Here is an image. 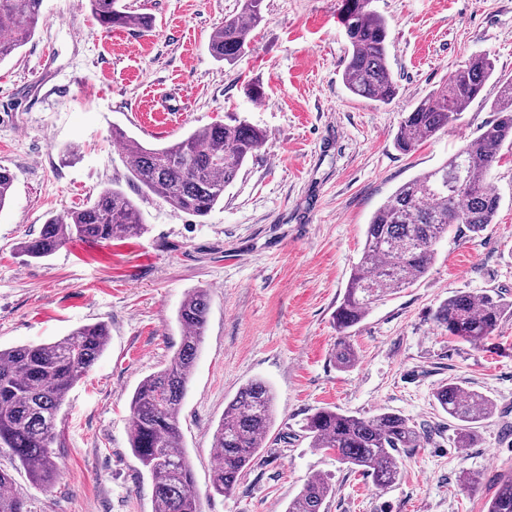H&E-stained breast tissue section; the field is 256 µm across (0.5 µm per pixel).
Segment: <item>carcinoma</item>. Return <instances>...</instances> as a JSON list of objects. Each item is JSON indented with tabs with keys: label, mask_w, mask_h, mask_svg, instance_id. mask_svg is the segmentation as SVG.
Returning <instances> with one entry per match:
<instances>
[{
	"label": "carcinoma",
	"mask_w": 512,
	"mask_h": 512,
	"mask_svg": "<svg viewBox=\"0 0 512 512\" xmlns=\"http://www.w3.org/2000/svg\"><path fill=\"white\" fill-rule=\"evenodd\" d=\"M43 0H0V62L22 47L42 17ZM263 0H240V9L224 17L210 36L209 51L218 62L235 64L246 40L263 20ZM104 29L151 21L129 11L122 0H89ZM340 23L348 42L343 71L346 89L354 96L389 105L398 86L387 63L389 29L373 8V0H342ZM494 73L484 56H474L441 88L401 113L394 146L407 154L432 138L481 94ZM499 91L491 104L496 119L441 165L400 185L374 212L367 224L365 244L352 269L334 322L336 365L342 370L358 362L348 329L367 316L377 301L408 288L424 277L435 248L448 225L463 224L477 234L492 223L500 206L491 174L504 147H512V79L498 78ZM126 166L144 189L173 208L194 217L207 216L224 199V190L237 179L249 156L260 150L267 131L245 119L215 122L160 147H146L119 133ZM15 176L0 167V212L11 200ZM146 231L133 200L119 188H105L85 206L62 216L52 215L37 237L22 243L21 252L34 259L51 255L73 240L106 243L139 237ZM209 300L198 289L182 301L177 321L182 340L170 362L145 377L129 404V444L149 474L154 512H201L193 491V472L181 445L180 413L192 380L208 321ZM512 317V301L499 293L457 292L434 313L436 327L477 345ZM104 322L83 325L54 342L0 348V448H6L30 480L50 489L60 473L53 450L57 418L73 387L102 356L109 341ZM440 409L455 421V444L469 448L476 425L494 414L487 396L450 380L434 392ZM272 388L252 379L224 407V418L213 434L218 459L211 476L213 493L226 496L246 475L274 423ZM305 437L312 448L331 451L337 460L371 478L387 490L399 480L398 455L420 448L423 431L399 413L364 418L323 408L306 419ZM334 493L330 478L314 475L288 503L287 512H325ZM0 512H26L25 500L14 490L12 474L0 468ZM487 512H512V473L503 476Z\"/></svg>",
	"instance_id": "carcinoma-1"
}]
</instances>
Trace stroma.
<instances>
[{
  "instance_id": "35a3bbf8",
  "label": "stroma",
  "mask_w": 512,
  "mask_h": 512,
  "mask_svg": "<svg viewBox=\"0 0 512 512\" xmlns=\"http://www.w3.org/2000/svg\"><path fill=\"white\" fill-rule=\"evenodd\" d=\"M127 2L151 17L150 29L105 30L88 0H43L33 38L0 63V166L15 175L0 211V347L54 341L100 321L111 332L59 413L57 483L35 488L0 450L29 512H153L151 481L129 448V400L178 349L176 312L196 288L207 291L209 314L180 427L202 512H286L316 474L336 486L326 512H487L499 478L512 472V318L472 345L437 329L433 314L459 291L512 298V150L492 172L493 224L479 234L449 225L428 273L352 328L358 362L347 371L334 358L333 317L375 210L495 119L496 79L512 78V0H375L398 85L388 106L342 83L340 0H264L233 65L215 61L208 42L237 0ZM478 54L493 59L495 79L448 128L397 151L401 112ZM250 84L263 87V99L246 95ZM233 116L268 139L204 218L140 191L112 136L118 128L166 144ZM112 185L134 198L147 233L73 242L41 260L21 255L47 218ZM254 378L275 391V424L235 491L211 494L214 430ZM449 379L496 405L475 447L455 446L454 425L435 404ZM320 408L395 412L427 439L401 454L398 483L380 490L310 448L302 426ZM466 474L477 475L475 486L463 483Z\"/></svg>"
}]
</instances>
